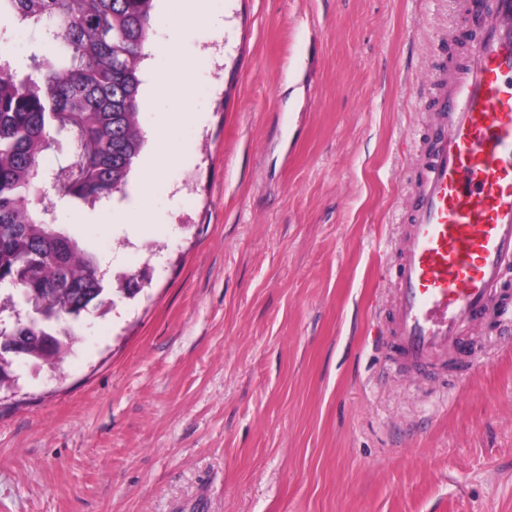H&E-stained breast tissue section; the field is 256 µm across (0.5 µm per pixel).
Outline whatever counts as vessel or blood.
Listing matches in <instances>:
<instances>
[{
    "label": "vessel or blood",
    "instance_id": "vessel-or-blood-1",
    "mask_svg": "<svg viewBox=\"0 0 512 512\" xmlns=\"http://www.w3.org/2000/svg\"><path fill=\"white\" fill-rule=\"evenodd\" d=\"M433 136L394 248L389 364L441 369L512 278V0L435 85Z\"/></svg>",
    "mask_w": 512,
    "mask_h": 512
}]
</instances>
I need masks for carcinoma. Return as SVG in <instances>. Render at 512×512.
<instances>
[{
  "instance_id": "1",
  "label": "carcinoma",
  "mask_w": 512,
  "mask_h": 512,
  "mask_svg": "<svg viewBox=\"0 0 512 512\" xmlns=\"http://www.w3.org/2000/svg\"><path fill=\"white\" fill-rule=\"evenodd\" d=\"M154 9L155 0H0V337L14 322L7 307L23 308L34 317L27 357L53 368L74 322L144 280L106 287L97 255L47 198L93 205L124 190L145 147L140 65ZM16 30L29 34L20 58Z\"/></svg>"
}]
</instances>
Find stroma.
<instances>
[{"mask_svg":"<svg viewBox=\"0 0 512 512\" xmlns=\"http://www.w3.org/2000/svg\"><path fill=\"white\" fill-rule=\"evenodd\" d=\"M152 43L196 60L151 232L55 204L141 291L60 369L0 393V512H512V330L449 378L384 365L385 269L415 191L456 0H202Z\"/></svg>","mask_w":512,"mask_h":512,"instance_id":"stroma-1","label":"stroma"}]
</instances>
